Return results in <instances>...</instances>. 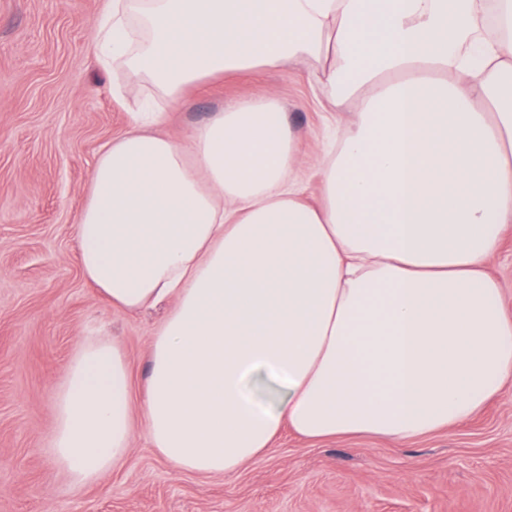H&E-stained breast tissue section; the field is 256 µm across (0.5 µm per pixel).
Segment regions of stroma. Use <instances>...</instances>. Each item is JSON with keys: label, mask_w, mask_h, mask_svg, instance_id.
I'll use <instances>...</instances> for the list:
<instances>
[{"label": "stroma", "mask_w": 512, "mask_h": 512, "mask_svg": "<svg viewBox=\"0 0 512 512\" xmlns=\"http://www.w3.org/2000/svg\"><path fill=\"white\" fill-rule=\"evenodd\" d=\"M111 0H0V512H512V394L473 419L410 442H310L283 432L230 476L178 473L136 432L95 483L54 463L53 389L77 347L116 342L140 402L162 308L123 313L86 282L74 226L99 147L162 93L146 79L112 86L92 41ZM314 62L207 78L169 109L183 140L238 100L275 92L301 139L296 162L318 204L332 125Z\"/></svg>", "instance_id": "35a3bbf8"}]
</instances>
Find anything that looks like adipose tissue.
<instances>
[{"mask_svg":"<svg viewBox=\"0 0 512 512\" xmlns=\"http://www.w3.org/2000/svg\"><path fill=\"white\" fill-rule=\"evenodd\" d=\"M102 65L173 104L211 75L322 64L333 110L321 203L271 92L186 142L135 112L99 150L78 215L86 280L113 309L161 303L139 408L116 345H79L54 390L77 484L136 427L176 471L236 473L283 432L410 441L512 387V316L486 270L512 224V0H112Z\"/></svg>","mask_w":512,"mask_h":512,"instance_id":"1","label":"adipose tissue"}]
</instances>
